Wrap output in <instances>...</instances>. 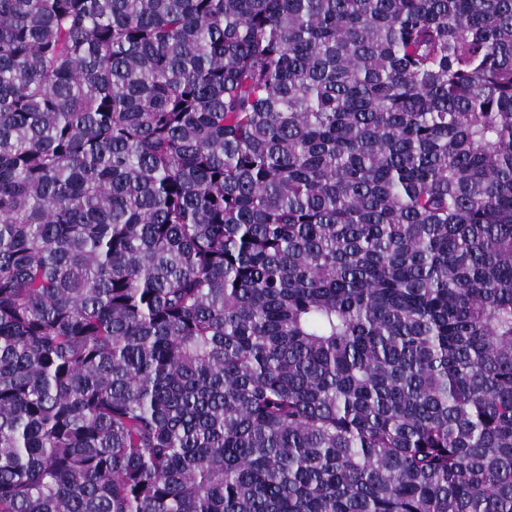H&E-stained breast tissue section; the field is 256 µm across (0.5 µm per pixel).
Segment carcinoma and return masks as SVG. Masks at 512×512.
<instances>
[{"label": "carcinoma", "instance_id": "cac0c4a2", "mask_svg": "<svg viewBox=\"0 0 512 512\" xmlns=\"http://www.w3.org/2000/svg\"><path fill=\"white\" fill-rule=\"evenodd\" d=\"M0 512H512V0H0Z\"/></svg>", "mask_w": 512, "mask_h": 512}]
</instances>
